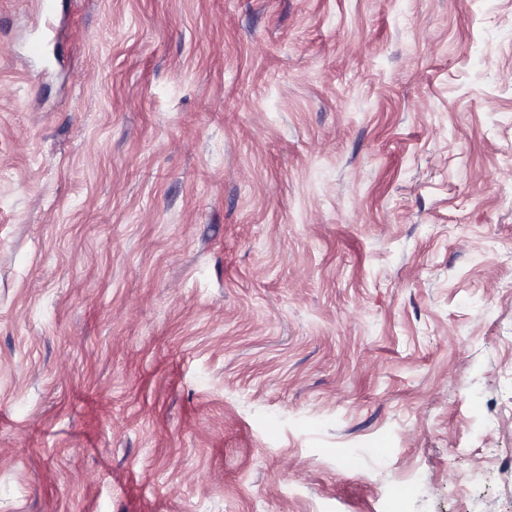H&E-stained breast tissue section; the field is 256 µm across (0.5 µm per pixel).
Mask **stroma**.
Masks as SVG:
<instances>
[{
    "instance_id": "1",
    "label": "stroma",
    "mask_w": 512,
    "mask_h": 512,
    "mask_svg": "<svg viewBox=\"0 0 512 512\" xmlns=\"http://www.w3.org/2000/svg\"><path fill=\"white\" fill-rule=\"evenodd\" d=\"M54 2L0 0V512H512V0Z\"/></svg>"
}]
</instances>
